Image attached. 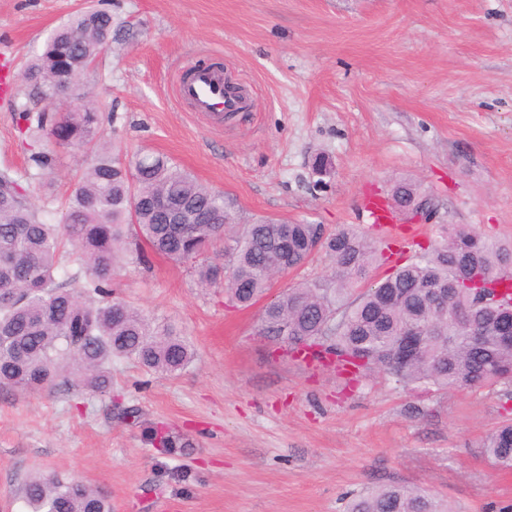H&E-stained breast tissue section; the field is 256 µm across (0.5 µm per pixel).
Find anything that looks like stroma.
Instances as JSON below:
<instances>
[{"mask_svg": "<svg viewBox=\"0 0 512 512\" xmlns=\"http://www.w3.org/2000/svg\"><path fill=\"white\" fill-rule=\"evenodd\" d=\"M90 4L111 13L112 36L81 88L128 155L167 157L242 219L329 236L371 232L359 201L411 183L432 217L400 212L379 277L439 224L512 244V0H0V170L30 177L41 203L61 205L80 164L61 154L42 186L17 129L23 74ZM214 61L250 94L220 127L175 96L182 66ZM217 260L130 258L114 284L190 340L181 373L125 359L108 397L0 390V512H27L23 483L53 472L104 491L112 512H345L388 483L427 486L453 512H512V471L480 448L506 416L499 388L399 390L306 367L262 334L264 301L235 308L200 284ZM156 426L190 449L158 452Z\"/></svg>", "mask_w": 512, "mask_h": 512, "instance_id": "35a3bbf8", "label": "stroma"}]
</instances>
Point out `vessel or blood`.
<instances>
[{"instance_id":"obj_1","label":"vessel or blood","mask_w":512,"mask_h":512,"mask_svg":"<svg viewBox=\"0 0 512 512\" xmlns=\"http://www.w3.org/2000/svg\"><path fill=\"white\" fill-rule=\"evenodd\" d=\"M179 98L198 112L205 113L213 121L219 122L225 113L242 107L241 101L224 89V77L215 70L195 69L191 76L180 82ZM362 218L369 224H389L393 215L388 207L378 200H367L361 207Z\"/></svg>"}]
</instances>
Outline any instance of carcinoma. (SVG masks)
Wrapping results in <instances>:
<instances>
[{
  "label": "carcinoma",
  "mask_w": 512,
  "mask_h": 512,
  "mask_svg": "<svg viewBox=\"0 0 512 512\" xmlns=\"http://www.w3.org/2000/svg\"><path fill=\"white\" fill-rule=\"evenodd\" d=\"M112 36V15L76 14L47 37L25 80L41 101L56 95V59L63 53L94 63ZM71 112H20L22 140L44 179L58 153L84 158L85 167L61 208L37 206L10 171H0V389L19 394L71 382L112 396V361L132 359L148 372L175 375L194 351L170 324H159L113 295L125 256L148 253L179 262L224 243V264H208L205 284L224 281L231 301L248 307L267 294L276 274L303 266L318 245L332 265L326 278L292 286L263 312V333L288 327L290 352L302 348L328 360L353 380L377 375L395 389H478L503 384L512 401V342L490 330L493 288L512 279V248L462 224H440L435 239L410 246L411 255L367 288L382 259L381 240L353 229L323 239L319 224L261 218L241 223L236 200L198 183L163 156L134 161L102 143L103 113L77 96ZM399 207L417 197L414 185L393 189ZM177 204L172 223L160 200ZM76 256L74 272L66 254ZM336 317L333 334L321 325ZM483 332L481 343L467 334ZM416 331L420 347L400 353L402 338ZM149 442L167 451L185 444L155 429ZM501 469H512V422L482 442ZM28 512H112L108 498L63 474L35 475L22 489ZM347 512H454L430 491L386 484L355 497Z\"/></svg>",
  "instance_id": "cac0c4a2"
}]
</instances>
